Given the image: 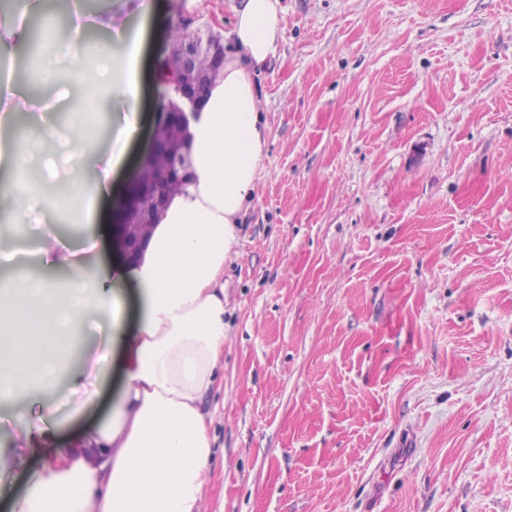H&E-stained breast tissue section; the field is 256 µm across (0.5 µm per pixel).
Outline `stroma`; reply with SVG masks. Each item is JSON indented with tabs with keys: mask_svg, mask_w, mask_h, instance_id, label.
<instances>
[{
	"mask_svg": "<svg viewBox=\"0 0 512 512\" xmlns=\"http://www.w3.org/2000/svg\"><path fill=\"white\" fill-rule=\"evenodd\" d=\"M280 3L208 512H512V0Z\"/></svg>",
	"mask_w": 512,
	"mask_h": 512,
	"instance_id": "35a3bbf8",
	"label": "stroma"
}]
</instances>
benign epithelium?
I'll return each instance as SVG.
<instances>
[{"label": "benign epithelium", "mask_w": 512, "mask_h": 512, "mask_svg": "<svg viewBox=\"0 0 512 512\" xmlns=\"http://www.w3.org/2000/svg\"><path fill=\"white\" fill-rule=\"evenodd\" d=\"M192 24L191 20L186 22L185 38L172 45L169 55L159 60L167 73L169 91L159 97L149 149L131 179L120 212L112 218L114 243L120 255L128 260L138 258L144 250L149 226L168 203L167 186L183 181L188 174L185 154L161 140L156 130L164 125L185 139L187 113L203 109L210 83V73H193L198 56H208L216 70L224 67L223 37L208 26L193 29ZM159 154L166 156L161 166L153 163Z\"/></svg>", "instance_id": "7a95c632"}]
</instances>
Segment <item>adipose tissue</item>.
Wrapping results in <instances>:
<instances>
[{"mask_svg":"<svg viewBox=\"0 0 512 512\" xmlns=\"http://www.w3.org/2000/svg\"><path fill=\"white\" fill-rule=\"evenodd\" d=\"M44 0H22L0 12V261L21 266L14 238L20 224H40L36 255L61 280L21 274L0 279V397L30 390L45 397L38 419L15 429L22 448L54 443L52 459L25 473L12 512H204L213 456L204 401L224 365V263L236 244L240 214L257 195L267 123L256 76L282 36L280 0H242L227 34L232 47L189 125L190 176L158 215L137 262L97 258L88 242L108 235L99 214L112 196V175L124 163L141 116V60L151 0H115L113 10L85 16L69 0L74 37L56 49L49 27L32 32L26 19ZM105 32L98 60L81 66L82 32ZM40 40L36 97L19 89L9 64ZM105 90L104 145L86 150L96 113L81 112L88 95ZM51 143L21 144L17 117ZM82 195H71L72 186ZM65 207L85 244L64 242L49 221ZM96 325L103 343L122 346L121 389L106 417L76 438L59 440L57 402L85 386V369L105 375L107 357L90 352L68 370L78 330Z\"/></svg>","mask_w":512,"mask_h":512,"instance_id":"1","label":"adipose tissue"}]
</instances>
